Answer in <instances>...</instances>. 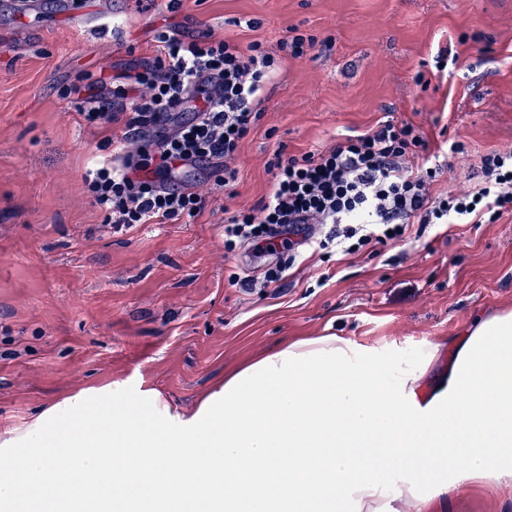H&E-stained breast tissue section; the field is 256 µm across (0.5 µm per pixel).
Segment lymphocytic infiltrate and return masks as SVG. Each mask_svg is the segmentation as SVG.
<instances>
[{"label": "lymphocytic infiltrate", "mask_w": 512, "mask_h": 512, "mask_svg": "<svg viewBox=\"0 0 512 512\" xmlns=\"http://www.w3.org/2000/svg\"><path fill=\"white\" fill-rule=\"evenodd\" d=\"M159 53L122 84L94 81L77 88L80 116L98 127L119 125L125 147L97 160L84 180L105 223L122 230L192 218L205 195L179 178V165L209 167L232 187L230 166L242 140L263 116L259 96L276 73V59L261 42L163 34ZM120 99L108 111L106 95ZM191 111V119L180 114ZM429 144L411 123L386 122L334 146L301 156L276 150L267 163L268 196L233 212L224 224L227 249L248 247L263 263L245 272L241 287L279 286L294 258L337 248L361 252L371 243L402 242L410 224H493L512 215V150L481 160L476 192L432 196L440 173Z\"/></svg>", "instance_id": "lymphocytic-infiltrate-1"}]
</instances>
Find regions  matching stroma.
Returning <instances> with one entry per match:
<instances>
[{
  "label": "stroma",
  "mask_w": 512,
  "mask_h": 512,
  "mask_svg": "<svg viewBox=\"0 0 512 512\" xmlns=\"http://www.w3.org/2000/svg\"><path fill=\"white\" fill-rule=\"evenodd\" d=\"M61 2L0 0V433L107 385L189 411L225 372L292 339L341 336L407 356L475 313L512 308V215L415 224L405 243L314 255L278 288L233 284L259 259L224 247L227 211L269 193L274 151H322L381 122L420 126L435 155L463 145L433 194L478 188L482 156L512 149V0H182L172 12L106 0L104 30L59 20ZM292 26L317 44L282 57L266 85L234 197L195 172L201 215L105 224L83 176L123 132L87 125L74 88L151 62L165 31L274 52ZM445 49L457 60L436 70ZM445 512H512V493L473 486Z\"/></svg>",
  "instance_id": "stroma-1"
}]
</instances>
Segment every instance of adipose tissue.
I'll return each mask as SVG.
<instances>
[{
  "label": "adipose tissue",
  "mask_w": 512,
  "mask_h": 512,
  "mask_svg": "<svg viewBox=\"0 0 512 512\" xmlns=\"http://www.w3.org/2000/svg\"><path fill=\"white\" fill-rule=\"evenodd\" d=\"M413 357L338 336L242 364L188 416L87 389L0 439V512H445L512 489V310ZM79 469L80 484L58 481ZM410 476L387 495L396 473Z\"/></svg>",
  "instance_id": "1"
}]
</instances>
